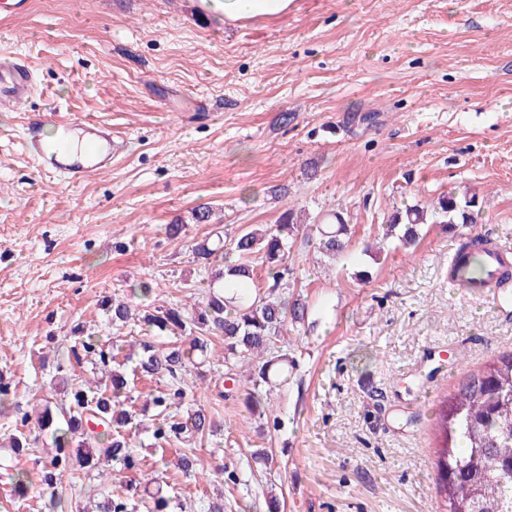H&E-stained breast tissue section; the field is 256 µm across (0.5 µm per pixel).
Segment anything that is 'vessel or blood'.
Returning a JSON list of instances; mask_svg holds the SVG:
<instances>
[{
    "mask_svg": "<svg viewBox=\"0 0 512 512\" xmlns=\"http://www.w3.org/2000/svg\"><path fill=\"white\" fill-rule=\"evenodd\" d=\"M33 90V74L28 66L17 62L0 65V107L24 102ZM74 129L84 144L83 151L76 153L67 148H45L41 143L38 122H30L25 132V145L37 165L63 176L69 183H80L110 168L113 159L126 149L125 139L113 136L111 129L97 121L80 120L75 123Z\"/></svg>",
    "mask_w": 512,
    "mask_h": 512,
    "instance_id": "vessel-or-blood-1",
    "label": "vessel or blood"
}]
</instances>
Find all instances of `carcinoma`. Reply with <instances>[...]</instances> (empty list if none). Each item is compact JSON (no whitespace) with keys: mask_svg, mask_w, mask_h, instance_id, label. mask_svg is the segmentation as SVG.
Returning <instances> with one entry per match:
<instances>
[{"mask_svg":"<svg viewBox=\"0 0 512 512\" xmlns=\"http://www.w3.org/2000/svg\"><path fill=\"white\" fill-rule=\"evenodd\" d=\"M478 199L475 195H444L432 210L417 205L393 212L382 239H396L405 246L420 240L426 224H472ZM299 216L293 208L283 211L277 224L250 227L228 239L222 247L203 241L194 248L197 262L211 270L205 300L191 312L179 306L158 305L133 313L125 301L103 303L107 322L123 326L136 320L149 338L140 343L135 369L150 377L168 376L170 383L151 400L155 409L152 436L160 444L205 439L218 426L202 408L179 409L186 393L178 375L189 368H201L208 361L211 338L224 337V364L228 371L243 361L249 366L254 387L274 388L288 369V355L279 346L305 325L309 304L296 296L281 297L291 287L287 260L297 237ZM318 251L330 260L348 253L349 225L334 211L317 227ZM479 239L460 245L459 257L450 269L454 286L482 292L504 284L509 275L492 280L487 264L478 251ZM260 255L261 267L252 265ZM261 270L267 285L257 283ZM225 280L231 293L215 290ZM74 345L56 366L57 384L65 388L67 406L52 413L42 411L41 428L51 431L55 451L37 462L41 490L55 495L65 478L80 471L85 478L103 484L110 478L109 462H118L127 470L139 468L133 444L123 429L133 420L124 406L128 380L114 367L116 355L100 348L93 336L81 326L73 328ZM178 336L160 350L154 339ZM85 362L101 373L95 382L72 383L68 379L72 362ZM438 434L436 493L442 512H512V352L500 354L465 375L458 387L440 401L435 418ZM30 437L22 431L12 434L3 448L5 459L18 460L30 454ZM158 477L145 476L101 502L99 512H172V498Z\"/></svg>","mask_w":512,"mask_h":512,"instance_id":"1","label":"carcinoma"}]
</instances>
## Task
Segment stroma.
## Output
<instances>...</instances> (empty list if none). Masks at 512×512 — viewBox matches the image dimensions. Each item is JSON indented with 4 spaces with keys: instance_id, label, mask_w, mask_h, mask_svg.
<instances>
[{
    "instance_id": "stroma-1",
    "label": "stroma",
    "mask_w": 512,
    "mask_h": 512,
    "mask_svg": "<svg viewBox=\"0 0 512 512\" xmlns=\"http://www.w3.org/2000/svg\"><path fill=\"white\" fill-rule=\"evenodd\" d=\"M29 2L0 7V55L35 80L28 111L0 112V376L35 443L18 467L26 499L0 465V512H54L38 486L52 448L38 417L62 400L52 377L74 325L108 347L139 342L137 323L108 325L103 299L191 308L209 281L193 246L290 207L307 222L289 264L312 315L288 350L293 370L263 398L277 424L249 419L247 375L225 392L217 337L182 384L220 432L159 450L141 431L137 454L183 512L219 495L224 512H267L272 491L281 512H435L437 401L512 351V304L448 282L463 238L512 250V0H296L237 28L200 0ZM37 116L49 139L61 120L109 124L126 150L69 184L25 152ZM450 191L477 195L476 223L432 224L416 250L364 255L394 209ZM203 204L214 223L193 222ZM334 208L349 216L351 256L332 266L312 226ZM459 348L464 363L430 373V356ZM184 454L203 477L171 468Z\"/></svg>"
}]
</instances>
